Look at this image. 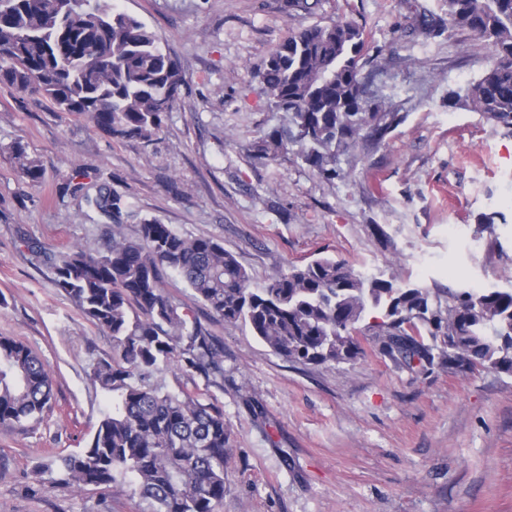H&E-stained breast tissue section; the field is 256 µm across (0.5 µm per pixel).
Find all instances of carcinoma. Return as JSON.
<instances>
[{"instance_id": "1", "label": "carcinoma", "mask_w": 512, "mask_h": 512, "mask_svg": "<svg viewBox=\"0 0 512 512\" xmlns=\"http://www.w3.org/2000/svg\"><path fill=\"white\" fill-rule=\"evenodd\" d=\"M448 25L425 20L428 33L473 35L494 52L493 66L456 96L473 112L512 134V0H446ZM366 40L352 22L312 24L292 32L259 72L271 104L288 113L269 147L305 148L303 158L331 180L338 154L379 145L401 117L372 105V79L363 72ZM176 60L138 19L112 0H0V84L45 96L61 112L83 114L117 139H148L162 129L180 99ZM18 171L32 186L40 162L17 145ZM112 214L106 246L42 253L56 285L112 337L119 360L93 367V380L121 391L81 452L60 457L62 481L78 489L112 490L129 477L151 512H218L231 434L224 412L188 394L150 383L177 366L209 378L224 374L221 350L194 311L165 290L171 271L195 299L227 323L252 333L288 361L351 363L364 355L350 339L368 326L381 351L412 369L434 363L450 373L489 370L512 375V289L400 287L344 262L322 257L291 264L255 288L236 256L212 238H186L146 220L130 239L118 223L121 197L100 193ZM49 370L21 342L0 337V426L25 429L53 410Z\"/></svg>"}]
</instances>
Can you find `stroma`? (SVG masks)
Wrapping results in <instances>:
<instances>
[{"instance_id":"1","label":"stroma","mask_w":512,"mask_h":512,"mask_svg":"<svg viewBox=\"0 0 512 512\" xmlns=\"http://www.w3.org/2000/svg\"><path fill=\"white\" fill-rule=\"evenodd\" d=\"M115 3L180 65L181 97L161 132L111 138L0 85V336L48 365L55 398L40 423L0 428V512H150L131 482L80 490L56 463L86 447L110 406L90 372L114 352L26 244L103 248L112 219L89 201L99 187L120 195L128 237L154 219L218 240L257 287L328 255L402 287L512 288V135L454 102L494 55L421 33L445 0H322L293 17L286 0ZM335 21L363 28L378 99L402 120L379 147L354 149L352 178L327 181L301 146L260 157L288 115L256 73L295 27ZM17 144L41 162V185L19 175ZM494 212L505 221L485 224ZM165 287L223 350V376L171 366L150 379L223 409L234 451L219 512H512V376L412 371L370 344L353 363H291L214 317L175 274Z\"/></svg>"}]
</instances>
